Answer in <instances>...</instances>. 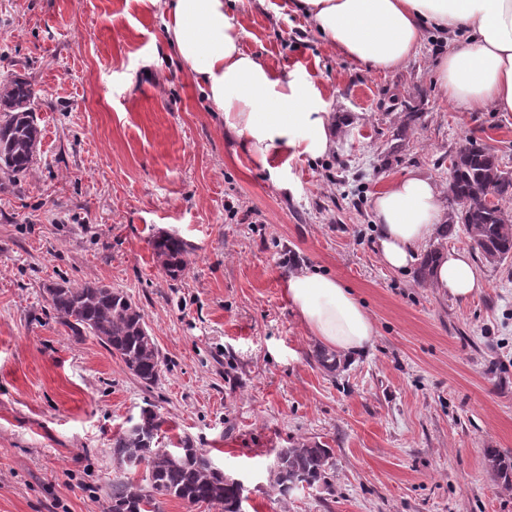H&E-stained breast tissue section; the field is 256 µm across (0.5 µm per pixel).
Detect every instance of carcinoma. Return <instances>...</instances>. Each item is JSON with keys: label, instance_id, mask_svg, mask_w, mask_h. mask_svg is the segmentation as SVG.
I'll list each match as a JSON object with an SVG mask.
<instances>
[{"label": "carcinoma", "instance_id": "1", "mask_svg": "<svg viewBox=\"0 0 512 512\" xmlns=\"http://www.w3.org/2000/svg\"><path fill=\"white\" fill-rule=\"evenodd\" d=\"M36 95L21 77L0 83V171L18 178L34 164L40 143ZM448 195L481 258L499 264L512 258V215L487 197L512 198V173L501 168L494 150L482 139L467 136L450 158ZM151 247L167 276L177 279L187 267L188 244L159 233ZM59 323L74 335L91 334L147 386L155 384L162 360L140 308L119 289L96 281L79 287L53 283L46 287ZM165 420L152 408L141 409L136 423L112 439V461L122 475L112 478L106 493L107 512H162L166 500L207 504L221 512H241L243 488L216 468L210 455L188 438L171 448L159 447ZM486 456L506 486L512 485V459L489 448ZM332 449L314 443L282 448L276 456L271 487L285 497L298 483H326ZM145 463L143 482L133 481V463Z\"/></svg>", "mask_w": 512, "mask_h": 512}]
</instances>
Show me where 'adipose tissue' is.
Instances as JSON below:
<instances>
[{
	"label": "adipose tissue",
	"instance_id": "adipose-tissue-1",
	"mask_svg": "<svg viewBox=\"0 0 512 512\" xmlns=\"http://www.w3.org/2000/svg\"><path fill=\"white\" fill-rule=\"evenodd\" d=\"M162 38L254 162L274 170L279 156L319 158L336 146V116L320 89L297 71L272 68L241 46L236 0H148ZM325 42L376 71L401 69L426 29L448 38L436 81L457 107L512 112V0H294ZM381 263L412 266L439 230L440 190L419 173L388 182L372 200ZM430 287L466 300L484 281L471 256L450 250ZM288 297L312 336L347 358L372 346L373 322L352 292L316 270L291 273Z\"/></svg>",
	"mask_w": 512,
	"mask_h": 512
}]
</instances>
